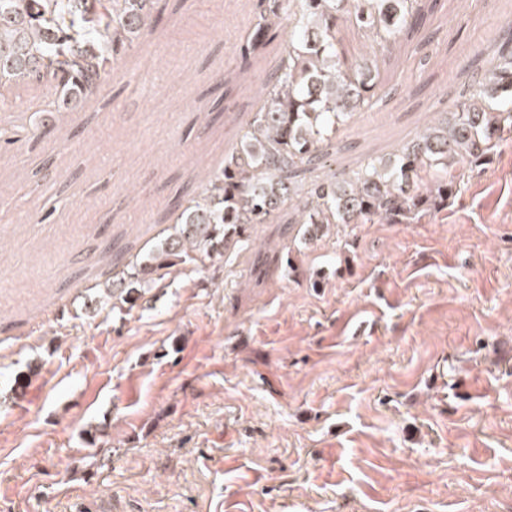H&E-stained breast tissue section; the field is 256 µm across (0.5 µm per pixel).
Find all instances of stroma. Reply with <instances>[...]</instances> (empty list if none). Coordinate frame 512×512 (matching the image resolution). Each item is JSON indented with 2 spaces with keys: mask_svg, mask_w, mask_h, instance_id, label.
<instances>
[{
  "mask_svg": "<svg viewBox=\"0 0 512 512\" xmlns=\"http://www.w3.org/2000/svg\"><path fill=\"white\" fill-rule=\"evenodd\" d=\"M167 14L170 35H145L74 112L68 152L29 139L41 101L0 148V512H512V135L451 170L458 194L421 218L314 240L258 225L132 309L94 305L100 252L153 237L237 132L200 114L219 108L211 75L250 4ZM511 23L512 0H448L394 48L403 74L340 135L333 170L451 111ZM283 50L230 78L239 110ZM425 52L440 63L422 74Z\"/></svg>",
  "mask_w": 512,
  "mask_h": 512,
  "instance_id": "35a3bbf8",
  "label": "stroma"
}]
</instances>
